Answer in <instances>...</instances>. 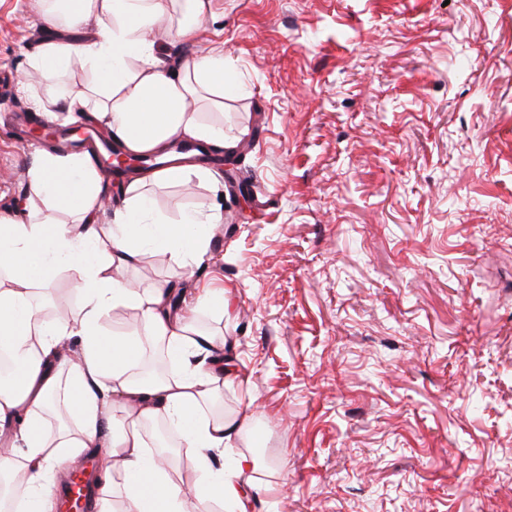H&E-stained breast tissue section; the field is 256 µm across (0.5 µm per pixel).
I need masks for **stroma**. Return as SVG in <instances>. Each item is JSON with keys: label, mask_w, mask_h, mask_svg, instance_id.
<instances>
[{"label": "stroma", "mask_w": 512, "mask_h": 512, "mask_svg": "<svg viewBox=\"0 0 512 512\" xmlns=\"http://www.w3.org/2000/svg\"><path fill=\"white\" fill-rule=\"evenodd\" d=\"M42 0H0V215L44 143L11 130ZM170 66L224 51L239 137L209 180L150 187L171 223L219 208L194 279L250 372L255 512H512V0H210ZM223 310L224 291L216 288H200L197 290L191 312L196 314L203 311Z\"/></svg>", "instance_id": "obj_1"}]
</instances>
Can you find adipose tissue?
Instances as JSON below:
<instances>
[{"label":"adipose tissue","mask_w":512,"mask_h":512,"mask_svg":"<svg viewBox=\"0 0 512 512\" xmlns=\"http://www.w3.org/2000/svg\"><path fill=\"white\" fill-rule=\"evenodd\" d=\"M208 0H51L55 28L95 21L88 40L49 37L31 66L47 78L72 59L84 62L87 83L60 84L59 112L90 122L123 150L155 153L171 141L193 138L220 150L232 146L223 125L206 121L202 107H224V56L209 52L169 68L159 56L162 33L193 36ZM204 167L176 163L130 182L120 209L100 222L108 184L90 153H43L30 168L34 208L0 216V341L16 356L14 384L0 389V474L21 477L16 512H52L58 473L76 466L90 448L103 451L105 484L94 512H253L246 477L258 461L244 453L253 414L210 412L222 386H246L248 375L224 355V338L200 334L190 319L172 315L166 282L138 288L127 271L144 255L167 257L193 273L209 249L216 212L193 211L176 224L155 212L152 184L184 187L209 179ZM64 208L70 219L56 220ZM72 274L80 298L77 314L44 315L36 288L58 270ZM133 312L142 334L105 324ZM163 346L175 373L153 382L139 369L146 342ZM71 416L75 430L51 431L50 410ZM164 422L178 435V451L193 465L195 492L186 496L167 464L146 449L144 424Z\"/></svg>","instance_id":"ef3b65f1"}]
</instances>
